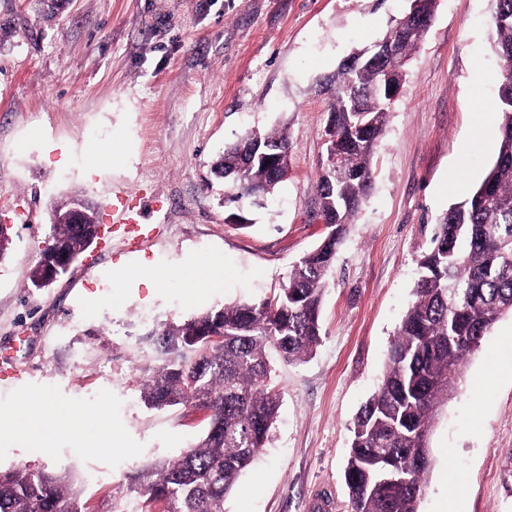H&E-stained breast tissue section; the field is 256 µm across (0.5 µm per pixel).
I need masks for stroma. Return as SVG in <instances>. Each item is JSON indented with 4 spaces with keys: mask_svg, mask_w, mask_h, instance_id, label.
Wrapping results in <instances>:
<instances>
[{
    "mask_svg": "<svg viewBox=\"0 0 512 512\" xmlns=\"http://www.w3.org/2000/svg\"><path fill=\"white\" fill-rule=\"evenodd\" d=\"M411 0H0V468L70 476L78 512H108L136 471L184 453L203 411L146 407L163 364L147 333L233 301L268 298L328 228L318 213L329 97L320 85L372 47ZM493 0H436L372 159L371 190L327 277L321 339L304 361L274 360L279 417L224 512H310L344 481L350 427L376 390L389 342L413 299L417 259L439 217L477 187L499 146L501 63ZM286 127L288 178L251 227L225 219L231 183L211 170L248 129ZM79 191L103 232L51 287L29 275L57 201ZM129 196L155 234L131 253L110 233L112 198ZM222 261L217 288L188 291L194 257ZM161 266L163 287L123 271ZM111 282L110 297L97 289ZM43 396L40 445L17 431L21 400ZM66 405L79 431L55 419ZM106 410L120 447L98 445ZM419 512H512V316L469 356L437 410Z\"/></svg>",
    "mask_w": 512,
    "mask_h": 512,
    "instance_id": "35a3bbf8",
    "label": "stroma"
}]
</instances>
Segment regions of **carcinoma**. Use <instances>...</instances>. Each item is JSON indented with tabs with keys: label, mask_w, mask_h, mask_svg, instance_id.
<instances>
[{
	"label": "carcinoma",
	"mask_w": 512,
	"mask_h": 512,
	"mask_svg": "<svg viewBox=\"0 0 512 512\" xmlns=\"http://www.w3.org/2000/svg\"><path fill=\"white\" fill-rule=\"evenodd\" d=\"M493 26V51L503 61L498 155L480 186L439 218L381 384L353 421L345 469L353 512H419L437 407L461 381L467 357L512 313V0H494ZM429 27L405 15L392 21L385 38L408 60ZM403 76L402 65L342 63L328 79L326 152L341 156L336 168L323 162L317 180L329 231L292 267L287 283L271 298L226 303L154 333L163 364L145 384L143 402L154 408L190 403L208 415L209 427L185 453L143 468L112 496L110 512H151L155 503L162 512H224L225 497L265 446L280 407L270 352L297 362L320 342L326 276L368 195L374 148L391 112L380 83H400ZM288 149L285 128L248 129L226 147L213 170L237 188L229 201L246 198L264 207L283 182L266 160ZM82 201L76 194L53 207L46 252L73 257L91 245L94 210H85L81 237L67 222ZM75 498L64 476L0 470V512H76Z\"/></svg>",
	"instance_id": "obj_1"
}]
</instances>
